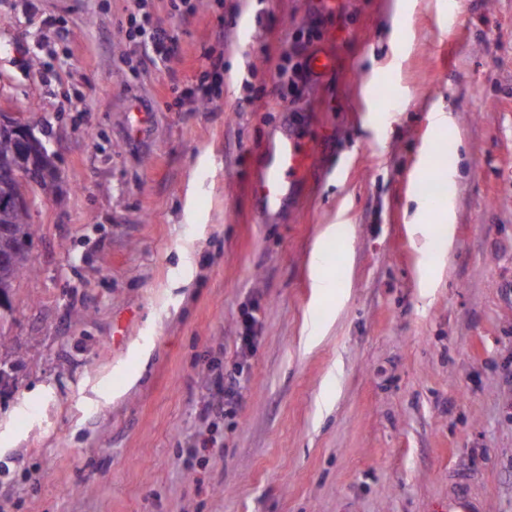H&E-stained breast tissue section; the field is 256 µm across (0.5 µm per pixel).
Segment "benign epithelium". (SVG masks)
<instances>
[{
  "instance_id": "obj_1",
  "label": "benign epithelium",
  "mask_w": 512,
  "mask_h": 512,
  "mask_svg": "<svg viewBox=\"0 0 512 512\" xmlns=\"http://www.w3.org/2000/svg\"><path fill=\"white\" fill-rule=\"evenodd\" d=\"M38 129L26 113L0 106V138L18 144L17 161L0 164V178L15 186L14 194L0 203L6 210L22 209L31 213L41 196V184L47 176L43 161L54 159L55 153L36 134Z\"/></svg>"
}]
</instances>
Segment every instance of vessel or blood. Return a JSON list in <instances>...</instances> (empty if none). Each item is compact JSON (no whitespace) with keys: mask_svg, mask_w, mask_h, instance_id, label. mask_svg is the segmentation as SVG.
Masks as SVG:
<instances>
[{"mask_svg":"<svg viewBox=\"0 0 512 512\" xmlns=\"http://www.w3.org/2000/svg\"><path fill=\"white\" fill-rule=\"evenodd\" d=\"M152 114L142 102H132L127 114V131L131 138L144 139ZM324 142H305L294 135L283 137L266 154L265 168L253 185V192L265 213H274L293 193L297 185L309 177L314 153L323 151Z\"/></svg>","mask_w":512,"mask_h":512,"instance_id":"1","label":"vessel or blood"}]
</instances>
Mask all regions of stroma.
Masks as SVG:
<instances>
[{
  "label": "stroma",
  "instance_id": "1",
  "mask_svg": "<svg viewBox=\"0 0 512 512\" xmlns=\"http://www.w3.org/2000/svg\"><path fill=\"white\" fill-rule=\"evenodd\" d=\"M173 2L147 0L176 39L157 65L136 0H0V99L61 175L0 349L23 352L0 512H456L461 485L512 512V0ZM208 49L219 93L176 102ZM316 50L331 73L290 95L278 68ZM288 134L332 151L267 216L252 186ZM431 170L447 247L415 221ZM126 116V126L130 137L135 140L144 139L152 120V113L149 109L142 102L135 100L131 103ZM259 327V319L253 315H247L243 322L242 335L240 336V342L238 343L239 353L243 360L246 359L247 355L250 354L259 336H256ZM246 361V360H245ZM245 366L242 363L236 364L233 371L224 375V404L211 407L216 412L231 413L232 408L236 406L240 398V390L242 389L244 379ZM226 407H229L226 409Z\"/></svg>",
  "mask_w": 512,
  "mask_h": 512
}]
</instances>
